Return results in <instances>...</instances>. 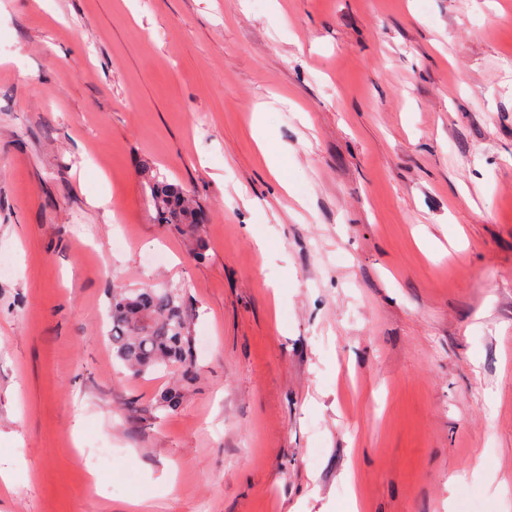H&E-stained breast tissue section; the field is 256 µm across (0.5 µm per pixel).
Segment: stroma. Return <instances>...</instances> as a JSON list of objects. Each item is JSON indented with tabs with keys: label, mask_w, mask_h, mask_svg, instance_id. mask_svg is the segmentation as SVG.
Segmentation results:
<instances>
[{
	"label": "stroma",
	"mask_w": 512,
	"mask_h": 512,
	"mask_svg": "<svg viewBox=\"0 0 512 512\" xmlns=\"http://www.w3.org/2000/svg\"><path fill=\"white\" fill-rule=\"evenodd\" d=\"M0 252V512H512V0H0ZM145 204L154 212L157 224H203V209L182 186L148 168L142 182ZM108 335L115 356L133 375L183 363L189 343L180 298L170 288L114 291Z\"/></svg>",
	"instance_id": "1"
}]
</instances>
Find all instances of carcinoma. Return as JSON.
<instances>
[{"mask_svg":"<svg viewBox=\"0 0 512 512\" xmlns=\"http://www.w3.org/2000/svg\"><path fill=\"white\" fill-rule=\"evenodd\" d=\"M142 194L157 224L204 222L203 209L186 190L158 173L147 171ZM108 340L115 356L135 375L183 362L189 339L178 294L170 288L114 291Z\"/></svg>","mask_w":512,"mask_h":512,"instance_id":"carcinoma-1","label":"carcinoma"}]
</instances>
